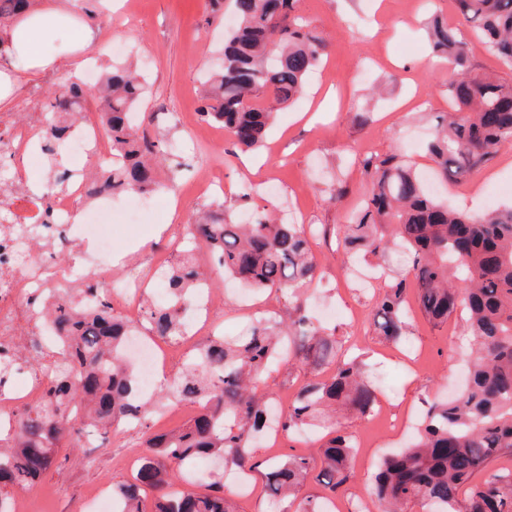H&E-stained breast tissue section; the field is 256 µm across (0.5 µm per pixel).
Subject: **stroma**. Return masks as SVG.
<instances>
[{"instance_id": "1", "label": "stroma", "mask_w": 512, "mask_h": 512, "mask_svg": "<svg viewBox=\"0 0 512 512\" xmlns=\"http://www.w3.org/2000/svg\"><path fill=\"white\" fill-rule=\"evenodd\" d=\"M75 15L88 19L94 32L80 64L69 63L68 37L52 42L47 51L58 64L34 73L16 56L0 58V73L14 80L6 111L21 116L19 138H36L23 118L44 111L52 92L74 77H87L88 66L117 58L147 62L150 97L141 128L150 135L167 134L176 149L168 156L162 177L175 178L181 197L151 194L133 230L118 228L112 251L127 268L146 272L155 259L174 264L183 247L182 233L194 213L208 206L192 185L197 173L216 183L234 185L224 194V212L241 223L264 213L293 212L298 223L314 228L312 251L316 279L302 285L307 315L316 327L334 332L350 353L359 356L378 389L376 413L365 417L345 413L343 426L359 445L352 480L338 501L352 506L373 502V477L380 458L396 448L422 415L438 390L459 378L467 325L456 315L434 324L406 296L407 332L391 343L379 336L372 321L384 281L357 282L353 269L381 264L389 279L412 280V256L388 248L381 257L347 253L342 238L360 200L371 186L361 165L364 157L396 156L402 163L429 172L434 163L427 145L434 133L431 116L449 109L448 67L432 54L426 35L431 19L459 26L476 72L512 83V63L494 55L482 36L462 24L451 0H297L295 12L327 43V52L307 78L303 97L279 112L262 148L244 152L234 146L224 128L199 114V91L206 73L218 62L224 23L211 20V0H111L100 8L92 0H73ZM512 142L502 144L483 171L449 183L441 198L468 214L486 212L490 205L512 206ZM343 188L334 197V188ZM57 272L55 286L73 288L70 266L91 270L99 258L92 242L79 241L43 255ZM215 286L224 303L211 314L225 337L246 334L270 302L276 317L288 318L294 306L291 292H271L244 303L235 283L215 272ZM297 363L263 375L258 389L274 399L295 397L306 381ZM136 428L113 425L105 450L62 443L51 467L33 485L10 488L20 512H83L85 501L101 487L129 479L139 456ZM316 433L277 435L252 449L259 463L246 490L233 493V512H270L263 491L261 467L285 455H313Z\"/></svg>"}]
</instances>
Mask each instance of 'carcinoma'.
I'll return each mask as SVG.
<instances>
[{
    "instance_id": "cac0c4a2",
    "label": "carcinoma",
    "mask_w": 512,
    "mask_h": 512,
    "mask_svg": "<svg viewBox=\"0 0 512 512\" xmlns=\"http://www.w3.org/2000/svg\"><path fill=\"white\" fill-rule=\"evenodd\" d=\"M234 24L224 34L223 63L206 81L202 116L234 134L243 149L262 146L276 106L302 96L309 73L326 52L325 42L292 16L294 0H231ZM495 55L512 61V0H453ZM29 0H0V55L8 23ZM433 52L448 60L455 78L448 82L454 112L439 116L427 150L444 181H461L486 166L499 146L512 141V85L473 72L459 29L433 23ZM148 99L145 79L115 63L102 75L93 100L112 140V172L90 178L88 196L107 191L135 193L167 188L158 168L167 160L168 139L151 140L131 117ZM85 94L73 84L53 93L47 111L54 120L39 125L46 152L68 137L82 119ZM372 186L356 222L344 237L350 250L385 252L389 243L372 235L376 224L394 226L393 242L413 252L415 301L434 323L457 312L467 316L474 349L467 359L463 391L428 403L408 445L383 457L375 476L379 512H404L410 502L434 512H512V470L494 468L512 456V209L493 208L473 216L441 204L412 167L394 157L368 158ZM21 236L44 248L50 237L42 224H24ZM205 245L224 273L256 291L292 289L314 278L316 266L302 224L265 217L253 224L224 220V206L208 207L189 228V245L177 268L165 273L167 301L147 307L150 331L162 338L182 336L181 312L195 288L211 278L195 257ZM407 284L389 285L375 308L379 335L391 342L405 336L402 306ZM90 289L57 295L43 319L61 327L54 352V376L46 395L23 406L6 424L10 445L0 448V512H12L5 488L35 483L50 467L61 441L73 444L89 431L103 438L117 420L140 428L143 451L132 479L112 485L120 512H141V492L155 493L153 512H233L224 483L212 482L200 494L174 486L170 466L212 456L224 466L250 472V453L269 423V399L257 393L259 377L284 359L302 364L308 379L277 421L291 434L328 412L329 438L319 461L290 455L265 476V493L277 501L295 496L307 481L323 488L301 512H325L353 477L354 445L336 423L344 410L368 414L377 392L361 364L339 355L336 338L307 327L301 300L289 320L257 321L247 338L211 340L183 370L167 381L154 401L140 399L138 377L125 361L121 344L138 326L109 308L105 291L90 310ZM202 403L195 417L165 433L151 431L153 417L172 401ZM468 490L466 501L460 500Z\"/></svg>"
}]
</instances>
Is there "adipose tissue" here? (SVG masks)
<instances>
[{
    "label": "adipose tissue",
    "mask_w": 512,
    "mask_h": 512,
    "mask_svg": "<svg viewBox=\"0 0 512 512\" xmlns=\"http://www.w3.org/2000/svg\"><path fill=\"white\" fill-rule=\"evenodd\" d=\"M67 28L75 50H84L93 39L92 29L76 19L70 6L60 0H35L8 29V36L27 69L50 66L44 51L47 37L58 28Z\"/></svg>",
    "instance_id": "1"
}]
</instances>
